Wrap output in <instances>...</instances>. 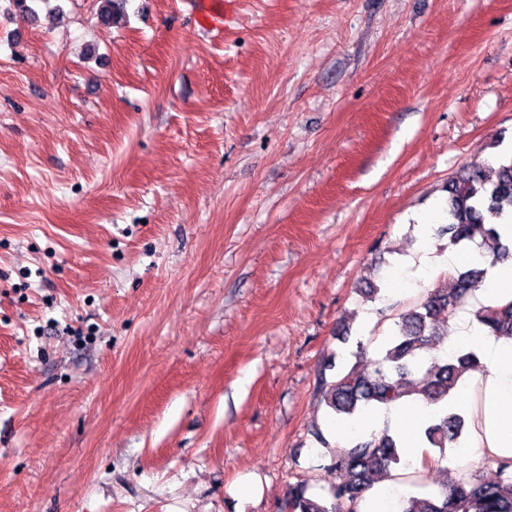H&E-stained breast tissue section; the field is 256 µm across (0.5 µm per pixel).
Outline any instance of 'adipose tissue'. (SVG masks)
<instances>
[{
  "instance_id": "obj_1",
  "label": "adipose tissue",
  "mask_w": 512,
  "mask_h": 512,
  "mask_svg": "<svg viewBox=\"0 0 512 512\" xmlns=\"http://www.w3.org/2000/svg\"><path fill=\"white\" fill-rule=\"evenodd\" d=\"M512 298V257L490 268L475 298L451 322L448 347L475 352L479 370L468 373L448 398L449 411L462 414L467 428L458 455L447 465L512 457V340L498 339L479 326L475 309Z\"/></svg>"
}]
</instances>
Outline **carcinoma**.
<instances>
[{
    "label": "carcinoma",
    "mask_w": 512,
    "mask_h": 512,
    "mask_svg": "<svg viewBox=\"0 0 512 512\" xmlns=\"http://www.w3.org/2000/svg\"><path fill=\"white\" fill-rule=\"evenodd\" d=\"M100 21L112 26L123 21L127 0H98ZM16 14L35 25L39 15L35 0H11ZM447 223L436 230L448 236V244L473 248L482 259L495 263L512 253V244L502 240L498 225L512 218V155L501 154L496 166L475 169L448 182ZM487 268L472 264L456 272L446 282L423 293L395 317L394 327L376 349V359L368 362L369 346L357 341L356 362L336 368L334 357L325 360L323 370H336L332 380L322 379L321 396L334 419L353 420L363 412L390 406L404 397L417 398L428 405L448 399L459 380L479 369L472 352L455 357L440 354L448 342L449 322L466 300L475 296ZM478 324L489 333L512 339V299L473 311ZM465 428L458 414L441 413L423 425L426 447L438 449L436 458L424 457L423 468L447 458L457 446ZM404 460L400 436L384 429L379 434L358 435L346 446H336L330 463L324 466L336 481L329 483L327 495L308 493L304 483L288 491V512H362L366 494L374 484L394 478L392 470ZM402 512H512V459L497 460L496 477L487 480L469 471L451 483L400 502Z\"/></svg>",
    "instance_id": "cac0c4a2"
}]
</instances>
